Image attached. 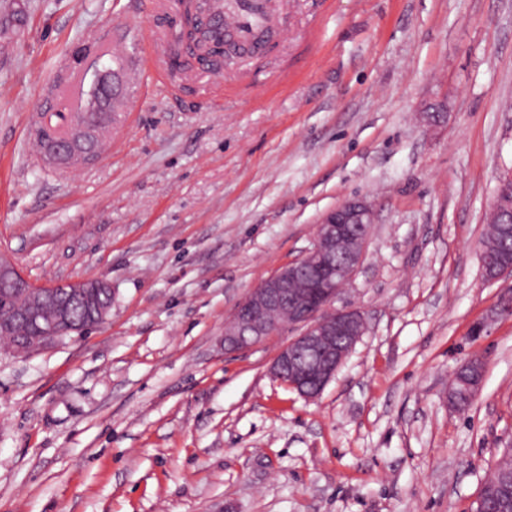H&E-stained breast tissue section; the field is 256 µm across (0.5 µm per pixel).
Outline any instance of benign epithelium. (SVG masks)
I'll use <instances>...</instances> for the list:
<instances>
[{"label": "benign epithelium", "mask_w": 512, "mask_h": 512, "mask_svg": "<svg viewBox=\"0 0 512 512\" xmlns=\"http://www.w3.org/2000/svg\"><path fill=\"white\" fill-rule=\"evenodd\" d=\"M85 83L99 86L102 96L86 101L82 112H92L109 120L106 104L120 93L119 72L106 69L101 58L80 57ZM97 132L79 120L50 147V157L61 165L79 158L96 159L94 138ZM501 224L512 222V195L495 191L490 207ZM371 206L363 199H348L327 211L320 219L312 246L305 253L281 266L252 288L238 303L233 318L224 325V351L239 352L280 332L284 325L301 328L298 336L282 347L270 367L272 376L294 387L306 400L317 398L364 335L366 320L357 308L335 306L343 287L356 275L364 256L368 235L355 230L372 224ZM308 288L297 289L302 277ZM104 278L58 282L41 286L24 276L16 265L0 257V295L20 293L25 304L16 310L23 323L36 320L40 310L50 305L55 317L51 325L35 326L26 342L27 353L36 352L65 335H81L87 326L70 318L69 301L84 302L90 318L103 324L112 307L97 302L100 288H109ZM484 364L480 360L463 363L453 374L448 402L455 406L458 398L474 402L483 382Z\"/></svg>", "instance_id": "benign-epithelium-1"}]
</instances>
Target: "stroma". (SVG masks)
<instances>
[{"label":"stroma","mask_w":512,"mask_h":512,"mask_svg":"<svg viewBox=\"0 0 512 512\" xmlns=\"http://www.w3.org/2000/svg\"><path fill=\"white\" fill-rule=\"evenodd\" d=\"M276 3V46L213 84L170 69L169 0H0V254L112 285L101 327L0 348V512H472L512 448V317L489 318L512 276L479 257L512 170V0ZM118 42L98 158L32 153L45 106L80 101L77 55ZM355 197L373 224L338 304L367 328L307 400L269 372L296 327L228 353L224 323ZM483 372L484 364L481 360H469L457 368L448 389V402L452 408L460 398L459 395L471 403L476 400L482 388ZM457 382L462 384L461 394L455 389Z\"/></svg>","instance_id":"stroma-1"}]
</instances>
